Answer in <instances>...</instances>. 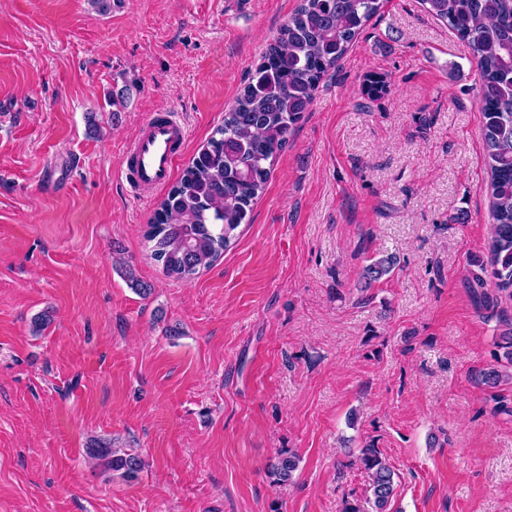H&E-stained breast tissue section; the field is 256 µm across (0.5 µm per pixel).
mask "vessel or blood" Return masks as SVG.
I'll return each mask as SVG.
<instances>
[{
	"instance_id": "1",
	"label": "vessel or blood",
	"mask_w": 512,
	"mask_h": 512,
	"mask_svg": "<svg viewBox=\"0 0 512 512\" xmlns=\"http://www.w3.org/2000/svg\"><path fill=\"white\" fill-rule=\"evenodd\" d=\"M187 129L173 113L149 115L126 152V180L135 194L150 195L170 178Z\"/></svg>"
}]
</instances>
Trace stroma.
I'll return each instance as SVG.
<instances>
[{"instance_id":"obj_1","label":"stroma","mask_w":512,"mask_h":512,"mask_svg":"<svg viewBox=\"0 0 512 512\" xmlns=\"http://www.w3.org/2000/svg\"><path fill=\"white\" fill-rule=\"evenodd\" d=\"M299 4L0 0V512H339L367 445L390 512H512V383L472 379L512 320L468 274L489 227L479 76L419 0H383L214 266L177 282L150 256L163 193L122 173L141 123L176 113L191 160ZM381 252L399 264L365 287ZM94 439L141 454L138 480L87 458ZM299 465V457L293 452H283L278 454L270 463V474L277 483L285 484L293 477V473Z\"/></svg>"}]
</instances>
